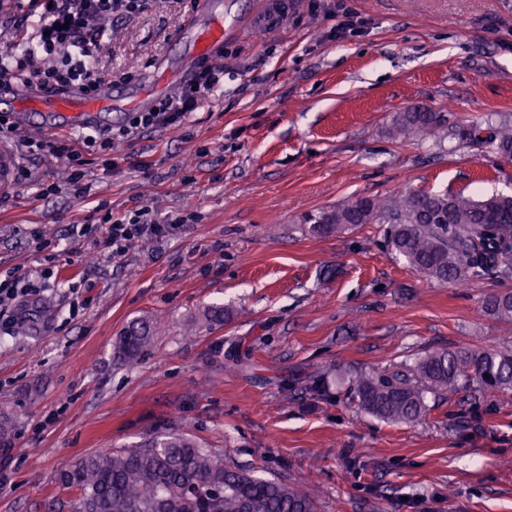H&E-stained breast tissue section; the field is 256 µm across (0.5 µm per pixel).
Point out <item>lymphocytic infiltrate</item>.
Listing matches in <instances>:
<instances>
[{
  "instance_id": "obj_1",
  "label": "lymphocytic infiltrate",
  "mask_w": 512,
  "mask_h": 512,
  "mask_svg": "<svg viewBox=\"0 0 512 512\" xmlns=\"http://www.w3.org/2000/svg\"><path fill=\"white\" fill-rule=\"evenodd\" d=\"M144 0H0V13L19 19L15 29L0 28V40L12 44V52L0 59V85H17L64 95L79 89L94 92L101 80L95 61L113 22L138 13ZM224 84V66L204 61L193 83L141 112L128 113L125 123L78 138L54 133L20 134L10 118L0 119V138H10L21 150L66 159L69 180L79 185L85 178L87 154L110 156L119 144L146 131L176 130L212 92ZM105 232L93 243L99 255L123 254L142 238L161 239L181 217L158 220L150 207L128 210L123 218H103Z\"/></svg>"
}]
</instances>
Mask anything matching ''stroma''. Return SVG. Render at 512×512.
<instances>
[{
  "mask_svg": "<svg viewBox=\"0 0 512 512\" xmlns=\"http://www.w3.org/2000/svg\"><path fill=\"white\" fill-rule=\"evenodd\" d=\"M193 8L146 0L113 23L97 71L139 82L165 60L196 67L179 38ZM223 55V88L180 130L120 145L110 172L87 165L86 195L46 157L0 201V274L39 268L43 240L58 268L39 296L0 305V420L14 431L0 512H78L60 481L77 459L174 428L314 492L319 512H512V395L434 390L421 420L388 423L352 394L356 377L428 351L512 353V322L484 311L512 281L427 277L388 249L383 224L329 236L305 224L408 189L512 195V155L465 134L512 125V0H296L264 33L237 24ZM412 105L452 135L393 136ZM43 183L58 193L40 198ZM143 204L191 220L95 257L102 213ZM216 305L224 322L211 325ZM139 317L159 324L130 367L115 345Z\"/></svg>",
  "mask_w": 512,
  "mask_h": 512,
  "instance_id": "obj_1",
  "label": "stroma"
}]
</instances>
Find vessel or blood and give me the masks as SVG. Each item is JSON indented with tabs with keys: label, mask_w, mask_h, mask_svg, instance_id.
I'll return each instance as SVG.
<instances>
[{
	"label": "vessel or blood",
	"mask_w": 512,
	"mask_h": 512,
	"mask_svg": "<svg viewBox=\"0 0 512 512\" xmlns=\"http://www.w3.org/2000/svg\"><path fill=\"white\" fill-rule=\"evenodd\" d=\"M284 8L283 0H267L264 9L249 18L252 33L268 30ZM183 28L192 36V53L200 59L212 55L228 31L214 0H198L196 10L184 20ZM186 77V71L161 66L152 76L121 94L103 88L91 95L74 92L63 97L19 96L14 99L11 109L15 112H48L56 117L58 127H79L104 112L144 110L155 97L167 93L172 85L183 83ZM17 164L14 149L0 142V193L11 189Z\"/></svg>",
	"instance_id": "vessel-or-blood-1"
}]
</instances>
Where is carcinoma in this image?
Here are the masks:
<instances>
[{
  "instance_id": "carcinoma-1",
  "label": "carcinoma",
  "mask_w": 512,
  "mask_h": 512,
  "mask_svg": "<svg viewBox=\"0 0 512 512\" xmlns=\"http://www.w3.org/2000/svg\"><path fill=\"white\" fill-rule=\"evenodd\" d=\"M443 116L414 106L398 113L395 135H441ZM488 142L512 155V126L494 128ZM357 224H388V246L413 270L440 281L512 278V197L476 200L463 193L402 191L387 198L357 199L311 219L309 232L329 235ZM488 315L512 320V295L485 302ZM153 323L136 320L116 342L128 364L150 343ZM483 390L512 391V354L470 348L426 353L410 372L360 376L353 383L359 406L390 422L427 412L422 385L456 390L461 382ZM62 484L79 493L80 512H318L314 493L231 467L183 433L167 432L135 448L87 454L63 473Z\"/></svg>"
}]
</instances>
